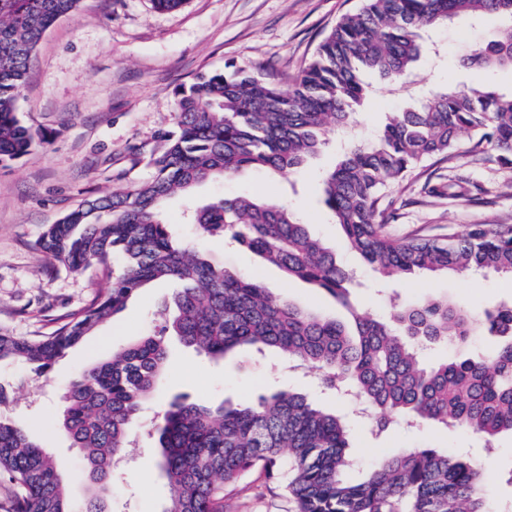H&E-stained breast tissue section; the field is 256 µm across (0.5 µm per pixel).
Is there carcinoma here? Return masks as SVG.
<instances>
[{
	"label": "carcinoma",
	"mask_w": 512,
	"mask_h": 512,
	"mask_svg": "<svg viewBox=\"0 0 512 512\" xmlns=\"http://www.w3.org/2000/svg\"><path fill=\"white\" fill-rule=\"evenodd\" d=\"M81 0H0V160L26 155L39 140L17 101L44 32ZM495 15L498 35L463 60L466 68H512V0H364L342 16L287 87L233 63L174 93V130L153 158V179L86 199L49 225L37 248L81 271L113 254L123 267L96 300L38 338L0 334V363L47 371L66 350L122 312L150 282L180 284L150 335L90 363L64 394L60 427L85 460L88 495L71 499L58 460L22 427L0 418V478L14 489L12 512H111L115 458L129 442L141 404L162 381L166 338L222 360L241 349L272 348L316 370L330 389L344 384L372 412L376 432L400 419L475 432L512 434V302L476 315L446 298L392 307L386 317L352 312L347 324L275 297L253 277L215 264L176 240L164 208L207 181L264 168L292 173L355 123L362 74L411 81L422 31L450 20ZM465 156L512 169V94L493 87L450 88L394 112L377 141L349 146L321 178L324 203L348 246L383 277L494 272L512 278V224H468L445 237L396 238L386 230L385 189L425 162ZM457 178L434 195L470 197ZM202 235L240 247L351 306V271L276 200L239 195L193 209ZM498 338L489 356L425 366L420 347L464 345L475 324ZM158 466L169 490L164 512H224L239 480L259 469L281 476L297 512H488L484 469L435 448L382 457L351 477L349 429L299 391L263 393L244 403L174 397L153 424Z\"/></svg>",
	"instance_id": "carcinoma-1"
}]
</instances>
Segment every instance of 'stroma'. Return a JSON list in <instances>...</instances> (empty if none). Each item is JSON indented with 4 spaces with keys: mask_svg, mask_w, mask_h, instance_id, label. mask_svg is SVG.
Segmentation results:
<instances>
[{
    "mask_svg": "<svg viewBox=\"0 0 512 512\" xmlns=\"http://www.w3.org/2000/svg\"><path fill=\"white\" fill-rule=\"evenodd\" d=\"M362 3L186 0L180 9L168 12L154 9L151 0H81L73 15L47 30L18 102L19 118L38 132L41 141L28 154L0 162V333L33 338L50 332L60 319L88 306L106 286L109 271L120 269L121 260L115 256L76 272L50 260L36 242L47 225L81 201L153 178L151 160L164 149V136L174 127L176 88L199 74L223 70L229 62L263 69L273 82L296 76L336 21ZM501 26L499 18L488 15L424 31L426 50L417 64V87L366 74L367 95L356 124L329 135L322 152L301 169L285 175L250 169L206 182L197 187L196 202L251 195L296 204V213L310 232L333 246L339 262L353 270L358 306L375 315L387 314L394 298L412 303L424 296L465 297L474 312L512 298V284L491 273L378 282L346 246L318 185L320 174L335 165L350 140L373 142L389 113L414 103L418 90L487 83L512 92V68L475 71L460 62ZM460 171L480 187L476 200L424 193L425 182H447L449 171L443 162H428L421 176L386 189V198L393 203L389 231L399 237L445 236L468 224H512V191L507 188L512 169L486 163L466 164ZM187 205L177 195L165 208L177 238L207 252L221 266L258 278L275 296L345 318V309L324 291L286 279L232 242L199 236L185 219ZM175 289L170 281L142 289L121 313L67 350L45 373L21 364H0V385L9 395L0 415L23 426L57 457L75 498L85 494L83 462L57 426L62 397L89 363L145 334L155 322V310ZM288 388L304 391L347 419L355 435L349 452L360 472L407 448H438L476 460L489 457L493 464L485 470L483 482L487 508L512 512V484L507 481L512 472L511 434L489 443L473 432L400 423L378 435L371 419L357 414L348 398L320 385L317 372L288 371L276 352L246 351L216 362L177 343L171 347L162 389L143 404L144 425L134 430L125 450L126 464L113 481L112 512H164L168 491L148 425L161 417L174 395L242 402ZM228 512H295V504L281 479H267L256 470L240 480Z\"/></svg>",
    "mask_w": 512,
    "mask_h": 512,
    "instance_id": "stroma-1",
    "label": "stroma"
}]
</instances>
